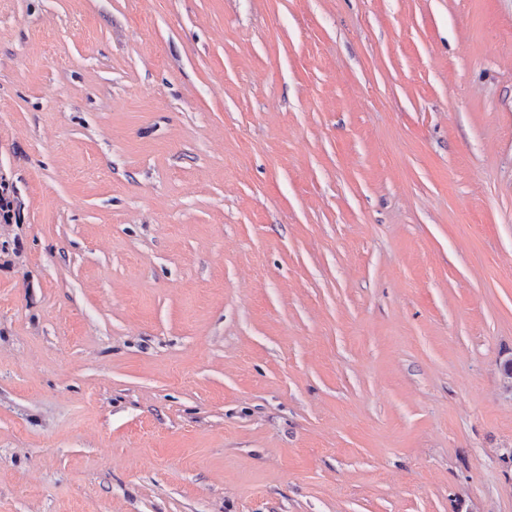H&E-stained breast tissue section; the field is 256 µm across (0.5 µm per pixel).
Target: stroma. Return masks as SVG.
Here are the masks:
<instances>
[{
  "mask_svg": "<svg viewBox=\"0 0 512 512\" xmlns=\"http://www.w3.org/2000/svg\"><path fill=\"white\" fill-rule=\"evenodd\" d=\"M0 512H512V0H0Z\"/></svg>",
  "mask_w": 512,
  "mask_h": 512,
  "instance_id": "35a3bbf8",
  "label": "stroma"
}]
</instances>
